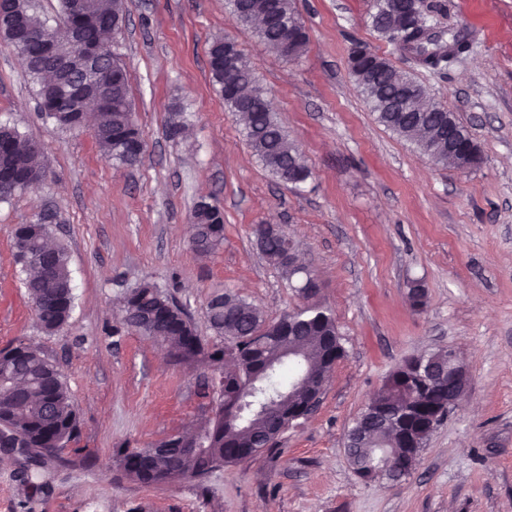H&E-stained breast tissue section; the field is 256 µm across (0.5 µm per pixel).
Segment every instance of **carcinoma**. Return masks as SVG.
I'll return each mask as SVG.
<instances>
[{"label": "carcinoma", "mask_w": 512, "mask_h": 512, "mask_svg": "<svg viewBox=\"0 0 512 512\" xmlns=\"http://www.w3.org/2000/svg\"><path fill=\"white\" fill-rule=\"evenodd\" d=\"M33 0H0V43L14 46L25 31H39L44 37L66 44L72 29L79 38L94 43L99 55L94 69L76 68L70 79L88 89L101 82L109 85L115 96L112 108L101 112L102 133L96 136L101 154L116 163H125V152L139 161L142 149L136 124L128 121L126 107L130 105L129 80L125 68L101 41V32L109 29L124 16V0H94V11L75 15L71 0H60V22L53 26L41 18L32 7ZM233 14H250L271 22L253 26L257 38L273 54H279V38L283 29L296 31L293 58H301L307 50L308 34L300 22L293 0H228ZM443 5L425 0H383V8L370 13L373 29L400 52H408L422 65L434 70H446L459 56L470 51L469 25L460 21L448 29V51L439 50L443 30L437 22L425 19V13H440ZM31 66L28 73L36 84L38 108L59 126L74 130L77 125L65 123L58 113L64 104L47 93L44 76L48 67L39 47L26 46ZM212 82L224 93V81L232 82L238 96L249 100L242 105L224 98L225 106L238 117L246 141L262 165L278 180L286 182L289 175L297 183L305 182L310 170L304 163L297 145L279 124L274 112L258 96L262 89L255 72L242 60L238 51L224 53V40L214 41L208 50ZM349 71L357 89L380 124L413 144L421 153H432L437 166L460 169L471 157L474 144L468 130L454 114L439 105L425 110L414 102L401 98L409 85L418 81L413 74L394 67L386 58L361 44L349 54ZM44 171L41 153L18 130L10 126L0 132V201L11 198L20 190L24 177ZM194 213L198 219L196 250L209 254L224 242V212L200 199ZM48 225L41 220L20 224L14 230V260L25 274L24 284L32 301L40 303L36 310L41 329L51 334L68 320L74 300L70 257L67 250L57 246L45 247ZM257 246L263 257L278 267L288 279L300 278V269L289 259L294 244L288 233L273 230L266 224L255 228ZM123 307L138 308L152 317L153 331L148 337L174 350L191 353L190 361L205 362L212 368L216 383V407L237 405L252 377L262 384L250 397L244 420L220 424L210 418L197 423L195 430L202 437L204 449L183 455L175 448L166 455L146 461L143 449L120 448L119 466L124 474L145 486L162 485V476L177 470L184 477L205 479L212 472L250 458L251 450L271 451L280 433L268 417L259 412L268 401L280 393L287 399L278 407L281 421L299 420L306 395L293 388L299 372L322 374L344 356V347L333 314L322 306L304 316L307 324L297 336L290 335L288 319L280 321L271 343L251 340L265 326L260 308L236 294L224 293L219 300L208 304V320L216 342L208 344L196 334L188 312L176 300L168 297L149 281L129 289ZM296 343L306 355L300 362L283 361L270 367L271 354L281 345ZM0 382H11L17 393L10 398L0 397V432L12 436V447L34 448L36 454L22 458L21 473L29 477L43 467V459L57 456L78 434V418L71 401L64 375L43 349L35 344L20 342L0 350ZM410 385L398 367L384 380L375 397L382 404H399L408 395ZM448 396V387L440 385L433 397L423 401L420 416L411 421V447L391 446L392 438L380 424L372 425L374 440L359 448L347 449L354 471L370 480L397 478L398 470H409L415 456L426 442L424 433L434 402Z\"/></svg>", "instance_id": "obj_1"}]
</instances>
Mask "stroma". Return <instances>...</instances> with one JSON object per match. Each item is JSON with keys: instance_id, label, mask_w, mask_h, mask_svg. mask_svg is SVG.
Here are the masks:
<instances>
[{"instance_id": "35a3bbf8", "label": "stroma", "mask_w": 512, "mask_h": 512, "mask_svg": "<svg viewBox=\"0 0 512 512\" xmlns=\"http://www.w3.org/2000/svg\"><path fill=\"white\" fill-rule=\"evenodd\" d=\"M442 28L469 23L474 47L445 71L416 65L373 31L369 0H293L309 35L286 61L238 24L226 0H127L111 40L130 74L138 163L106 160L91 126L58 127L0 43V124L42 152L46 177L0 201V349L41 346L65 376L80 434L32 480L0 464V512H512V0H444ZM235 39L311 170L286 184L253 156L213 89L208 48ZM414 73L480 148L479 165L433 164L380 125L348 67L354 42ZM207 198L224 243L198 256L188 230ZM51 213L74 285L67 323L44 333L12 251L13 230ZM279 224L320 281L343 358L320 406L256 459L154 488L127 478L119 448H145L210 413L208 369L170 361L124 328L126 289L150 281L185 307L205 340L212 296L254 302L267 321L304 300L260 253L256 225ZM427 293L408 300L412 283ZM452 346L469 373L457 412L400 482L351 467L347 432L406 359Z\"/></svg>"}]
</instances>
